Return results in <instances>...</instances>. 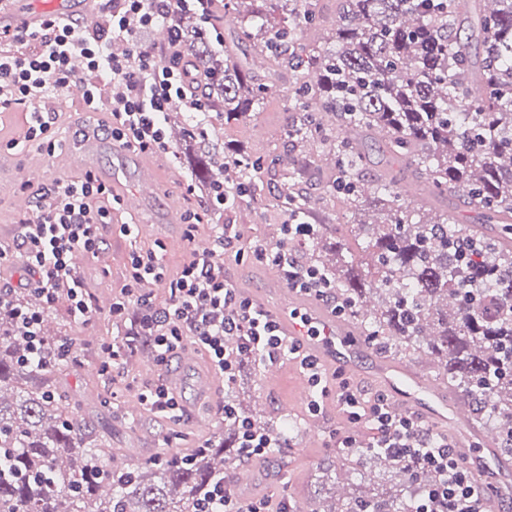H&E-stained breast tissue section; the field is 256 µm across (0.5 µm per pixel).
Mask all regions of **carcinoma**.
<instances>
[{"label":"carcinoma","instance_id":"obj_1","mask_svg":"<svg viewBox=\"0 0 512 512\" xmlns=\"http://www.w3.org/2000/svg\"><path fill=\"white\" fill-rule=\"evenodd\" d=\"M470 0H339L337 22L306 37L315 0H224V17L238 24L237 43L266 63L254 71L238 54L217 47L199 13L177 19L179 57L187 85L205 105L199 114L174 111L179 164L197 189L257 177L262 162L247 147L216 149L206 134L213 123H243L283 89L288 119L280 159L288 184L282 207L314 219L315 204L294 190L312 176L307 151L333 160L336 179L327 193L353 211L372 205L383 221L353 219L317 226L308 247L319 268L348 302L379 348L416 350L438 361L442 375L469 396L476 411L512 451V250L497 238L475 237L447 213L415 211L400 184H425L430 196L461 189L467 204L512 232V0H482L480 64L460 37ZM475 84L484 88L475 98ZM381 131L398 164L365 195L356 173L364 166L358 139ZM363 238V263L346 237ZM374 293L380 305L364 303ZM43 363H27V343L15 321L0 315V512H200L204 497L230 476L240 449L231 421H219L207 447L190 456L164 454L118 468L104 440L62 408L51 374L63 368L64 330L41 329ZM227 400L259 430L284 438L295 426L260 420L233 394ZM384 462L401 486L431 484V471L414 473L382 450L359 461ZM412 512L397 490L361 491L343 512Z\"/></svg>","mask_w":512,"mask_h":512}]
</instances>
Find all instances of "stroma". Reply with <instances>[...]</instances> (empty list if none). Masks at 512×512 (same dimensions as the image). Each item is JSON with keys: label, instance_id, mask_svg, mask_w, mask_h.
Returning <instances> with one entry per match:
<instances>
[{"label": "stroma", "instance_id": "stroma-1", "mask_svg": "<svg viewBox=\"0 0 512 512\" xmlns=\"http://www.w3.org/2000/svg\"><path fill=\"white\" fill-rule=\"evenodd\" d=\"M284 104L281 95L271 94L256 121L226 126L225 140L245 143L254 156L266 164H274L281 151L280 134L287 117ZM57 110L59 124L67 132V147L52 156L36 148L14 153L13 177L7 185L0 187L1 236L13 233L17 223L30 215L29 210L16 208L15 203L21 192L20 184L31 165H41L49 183L59 179L73 180L83 172L73 155L80 141L78 131L82 125L83 108L76 101L62 97L58 100ZM274 192L270 182H257L250 198L226 211L227 223L238 225L244 240L258 239L268 245L278 241L279 216L268 208ZM137 230L139 247L147 250L160 242L166 247L167 261L180 258L182 232H164L150 213L138 215ZM127 253V241L115 234L110 236L99 258L81 264L87 301L96 307L97 313L88 324L74 323L71 335L75 342V357L54 375L53 383L65 398V409L83 418L90 428L107 440L113 454L122 457L125 464L133 465L159 456L169 448L190 452L212 438L227 390L218 388L213 400L189 406L187 418L177 422L144 408L134 415L127 410L128 404L136 401L139 388L153 382L162 372L149 354L131 356L124 379L112 385L105 383L101 375L87 374V367L99 363L100 347L110 342L116 333L107 310L99 306V298L118 291ZM226 272L249 294L263 296L271 307L281 305L286 288L282 282L270 281L267 269L247 263L238 265L230 260L226 263ZM239 383L245 411L264 419L285 418L298 427L286 450L287 467H280L273 457L253 463L263 485L261 496L271 512H280L284 504L294 503L299 497L312 500L316 479L327 468L336 472V482L325 495L330 505L340 504L361 487L377 489L398 485V477L388 473L384 466L371 464L353 469L337 459L334 450L327 448L333 430L354 434L362 445L368 442L371 433L365 424L349 422L331 398L325 400L319 416H311L306 402L298 398L307 380L295 361L278 363L273 370L268 365H260L254 373L242 374ZM314 418L319 419L321 427L317 439L312 441L307 439L305 431Z\"/></svg>", "mask_w": 512, "mask_h": 512}]
</instances>
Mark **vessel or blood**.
<instances>
[{"instance_id": "b4317fda", "label": "vessel or blood", "mask_w": 512, "mask_h": 512, "mask_svg": "<svg viewBox=\"0 0 512 512\" xmlns=\"http://www.w3.org/2000/svg\"><path fill=\"white\" fill-rule=\"evenodd\" d=\"M104 181L120 190L122 203L134 211L141 209L154 192L149 178L128 193L122 191L118 176H105ZM281 317V330L301 339L324 362L361 370L365 355L354 340L351 324L336 320L322 306L307 303L293 293L283 303ZM370 374L393 392L397 408L420 412L429 423L447 429L463 464L490 480L499 512H512V461L497 456L492 431H475L471 416L449 401L446 390L436 383L418 380L400 366L376 359ZM169 385L177 392L192 390L196 400L204 401L214 397L217 379L211 367L184 359L171 368Z\"/></svg>"}]
</instances>
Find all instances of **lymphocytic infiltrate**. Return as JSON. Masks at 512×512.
<instances>
[{
    "label": "lymphocytic infiltrate",
    "instance_id": "obj_1",
    "mask_svg": "<svg viewBox=\"0 0 512 512\" xmlns=\"http://www.w3.org/2000/svg\"><path fill=\"white\" fill-rule=\"evenodd\" d=\"M206 0H100L101 21L96 29L78 21L44 13L38 29L0 26V112L30 106L25 138L55 154L60 146L52 115L63 90L73 82L87 89L88 111L110 114L108 132L113 141L135 153L174 155L166 137L169 112L181 106L203 111L200 101L188 98L185 73L161 65L152 47L141 43L145 29L163 25L172 38L174 16L203 7ZM35 210L24 219L16 238L0 241V267H9L15 249H23L40 306L32 310L14 299L13 287H0V312H8L30 345L32 359L41 360V323L45 311L66 302L74 319L86 322L92 311L86 301L83 277L71 262L73 253L94 256L111 233L127 237L130 224L113 226L109 209L98 198L110 196L107 184L92 173L70 182L31 187ZM313 224L290 216L286 242L271 249L260 242L243 244L233 224L216 225L208 252H190L177 270H170L160 251L132 248L123 284L112 298L110 314L118 334L102 347V367L122 376L139 342L151 345L158 365H166L184 342L198 346L210 364L233 384L240 358L273 363L297 360L312 387L309 409L320 413L327 397H334L349 417L368 425L369 447L380 448L399 461L436 474L434 484L420 490L414 512H486L487 487L462 465L448 437L432 432L412 415L393 409L387 394L369 392L351 383L348 374L326 370L301 344L282 336L276 318L257 311L251 299L224 276V262L249 260L278 270L282 282L342 316L347 304L319 269L304 264L296 248L311 239ZM165 288L169 301L158 306L144 293L143 283ZM224 419L234 420L242 461L262 459L283 441L239 417L231 404L220 408Z\"/></svg>",
    "mask_w": 512,
    "mask_h": 512
}]
</instances>
